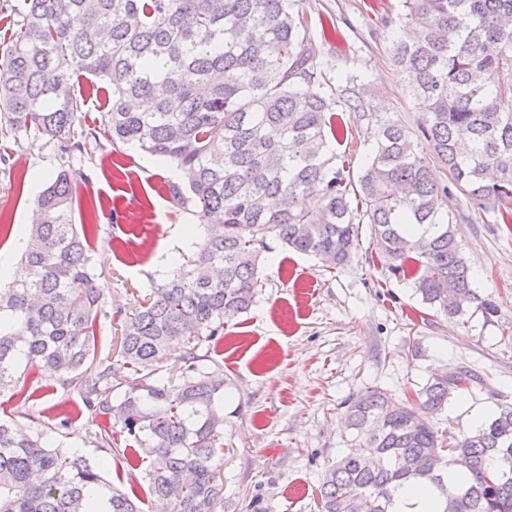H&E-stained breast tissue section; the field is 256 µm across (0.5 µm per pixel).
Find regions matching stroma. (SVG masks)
Masks as SVG:
<instances>
[{
	"label": "stroma",
	"instance_id": "35a3bbf8",
	"mask_svg": "<svg viewBox=\"0 0 512 512\" xmlns=\"http://www.w3.org/2000/svg\"><path fill=\"white\" fill-rule=\"evenodd\" d=\"M312 46L333 78L353 73L371 85V107L407 128L418 113L392 64V42L403 36L401 0H306ZM338 153L359 175L373 138L342 113ZM9 173L0 172V218L15 231L0 240V255L19 261L17 233L27 224L39 194L61 168L90 174L77 181L76 223L94 220L91 269L112 307L132 310L155 285L190 256L177 234L194 227L205 236L200 213L181 210L170 194L175 167L136 147L89 151L61 164L44 139L6 140ZM120 226L123 246L111 242ZM472 274V286L494 304V314L448 318L424 304L413 276H392L375 259L369 225L349 261L329 269L318 259L267 241L258 295L248 312L224 326L203 365L223 370L224 504L218 512H318L324 472L360 447L347 423V402L380 387L399 400L413 398L438 370H473L483 381L452 396L430 422L453 438L475 426L468 408L491 414L512 403V235L476 213L456 227ZM35 400L20 409L18 424L52 446L98 461L88 412L68 430L48 429L61 411L79 404L57 378L40 375Z\"/></svg>",
	"mask_w": 512,
	"mask_h": 512
}]
</instances>
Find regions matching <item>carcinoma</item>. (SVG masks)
<instances>
[{
    "instance_id": "1",
    "label": "carcinoma",
    "mask_w": 512,
    "mask_h": 512,
    "mask_svg": "<svg viewBox=\"0 0 512 512\" xmlns=\"http://www.w3.org/2000/svg\"><path fill=\"white\" fill-rule=\"evenodd\" d=\"M305 3L22 0L0 48L1 137L33 134L62 158L103 139L165 157L180 172L176 204L214 224L134 310L114 311L90 272L95 227L74 224V178L62 169L27 228L28 279L0 284V397L24 405L27 373L58 376L101 419V451L148 462L144 481L165 512H217L224 500L226 381L202 368L200 350L253 305L267 239L334 269L368 224L376 257L395 276L415 274L424 303L450 318L495 313L456 239L453 224L469 215L448 210V196L512 226V0H403L412 31L393 62L419 112L414 130L371 111L353 76L333 92ZM76 77L104 92L102 123H81ZM341 112L373 138L356 180L331 144ZM103 321L120 327L115 362L98 356ZM173 345L183 347L176 384L156 376ZM478 379L436 375L418 406L382 389L349 401L366 451L326 470L320 512H395L417 484L437 490L435 512H512V404L448 444L419 416ZM106 466L0 418V512H142L135 490L103 478Z\"/></svg>"
}]
</instances>
